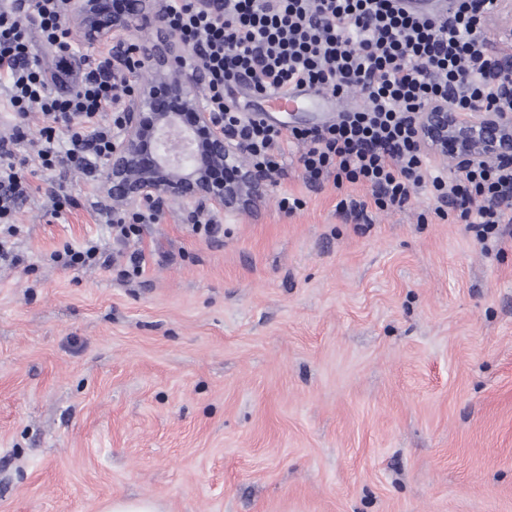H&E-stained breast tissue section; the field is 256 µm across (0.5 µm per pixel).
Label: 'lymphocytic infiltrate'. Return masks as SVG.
<instances>
[{"instance_id":"f902f5d3","label":"lymphocytic infiltrate","mask_w":512,"mask_h":512,"mask_svg":"<svg viewBox=\"0 0 512 512\" xmlns=\"http://www.w3.org/2000/svg\"><path fill=\"white\" fill-rule=\"evenodd\" d=\"M71 0H0V86L12 132L0 137V260L13 257L11 222L30 193L26 171L74 169L95 177L123 125L122 104L145 63L137 44L114 73L111 55L81 53L67 23ZM502 0H454L448 16L405 11L398 0H164L163 26L186 48L183 65L197 69L205 102L224 132L242 146L252 168L279 171L287 147L301 149L308 183L364 184L368 206L403 208L412 192L430 188L444 205L440 217L469 224L481 240L512 227V162L478 163L450 176L421 150L417 118L445 102L462 112H512V72H503L494 28ZM52 48L44 69L35 43ZM261 94L314 88L340 97L358 93L362 107L341 112L323 127L290 130L266 124L226 101L229 86ZM42 124L31 127L30 114ZM32 154H22L28 142ZM160 206L112 210V239L129 247L123 277L140 276L145 256L136 247L142 228L160 220Z\"/></svg>"}]
</instances>
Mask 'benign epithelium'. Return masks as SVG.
<instances>
[{"label": "benign epithelium", "instance_id": "obj_1", "mask_svg": "<svg viewBox=\"0 0 512 512\" xmlns=\"http://www.w3.org/2000/svg\"><path fill=\"white\" fill-rule=\"evenodd\" d=\"M159 18V0H135L123 14L112 12L110 0H78L69 23L91 44L112 43L116 61L132 29H157ZM144 53L154 78L124 101L123 129L102 175L110 198L126 209L147 201L221 211L255 203L266 177L241 164L240 147L196 93V73L179 63L178 46L160 34ZM418 136L425 151L450 153L461 167L512 160L508 112H461L439 102L420 115ZM219 171L232 177L219 179Z\"/></svg>", "mask_w": 512, "mask_h": 512}]
</instances>
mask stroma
<instances>
[{
	"mask_svg": "<svg viewBox=\"0 0 512 512\" xmlns=\"http://www.w3.org/2000/svg\"><path fill=\"white\" fill-rule=\"evenodd\" d=\"M298 157L219 239L164 204L125 281L50 258L111 247L100 181L31 177L0 265V512H512V236L426 188L379 210L310 186ZM161 507L151 498H113L105 502L100 512H162Z\"/></svg>",
	"mask_w": 512,
	"mask_h": 512,
	"instance_id": "35a3bbf8",
	"label": "stroma"
}]
</instances>
